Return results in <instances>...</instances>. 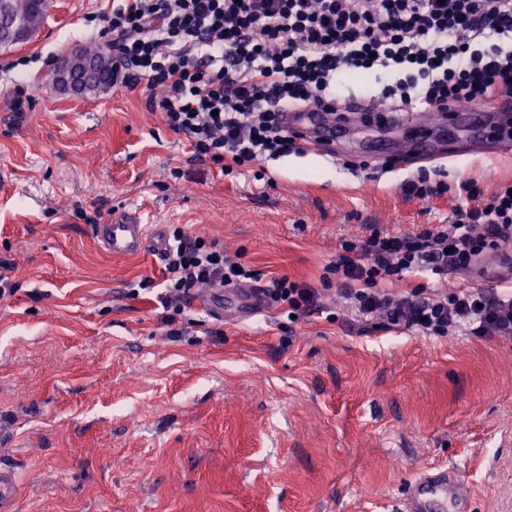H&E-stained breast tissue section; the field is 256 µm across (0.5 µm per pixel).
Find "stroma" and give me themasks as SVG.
<instances>
[{
	"label": "stroma",
	"mask_w": 512,
	"mask_h": 512,
	"mask_svg": "<svg viewBox=\"0 0 512 512\" xmlns=\"http://www.w3.org/2000/svg\"><path fill=\"white\" fill-rule=\"evenodd\" d=\"M47 2L32 40L0 45V258L18 286L0 298V462L21 475L17 512H381L450 464L468 512H512V338L395 329L322 284L343 241L447 223L460 179L512 181V150L430 163L450 191L429 201L403 193L417 168L304 148L265 161L264 180H230L141 90L52 89L56 59L98 41L112 0ZM116 206L216 241L261 285L317 288V309L292 322L191 304L168 335L163 260L112 256L93 235ZM471 280L412 274L394 290Z\"/></svg>",
	"instance_id": "1"
}]
</instances>
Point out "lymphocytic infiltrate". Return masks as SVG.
<instances>
[{
    "instance_id": "1",
    "label": "lymphocytic infiltrate",
    "mask_w": 512,
    "mask_h": 512,
    "mask_svg": "<svg viewBox=\"0 0 512 512\" xmlns=\"http://www.w3.org/2000/svg\"><path fill=\"white\" fill-rule=\"evenodd\" d=\"M99 35L112 49L113 83L145 86L147 109L229 178L249 169L261 179L255 164L296 146L282 114L333 110L359 74L373 75L380 101L405 112L512 97V0H120ZM173 238L158 296L166 325L194 288L256 277L203 236L177 229ZM507 247L512 186L487 193L465 180L449 223L401 236L371 229L327 271L363 317L381 314L427 336L512 337V292L396 299L380 289L409 273L465 271ZM262 293L292 319L317 301L314 288L286 276Z\"/></svg>"
}]
</instances>
